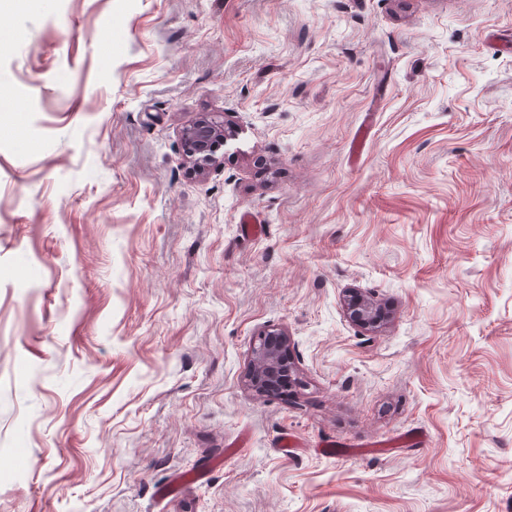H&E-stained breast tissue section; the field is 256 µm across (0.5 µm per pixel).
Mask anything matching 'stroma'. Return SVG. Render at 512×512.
Wrapping results in <instances>:
<instances>
[{
  "label": "stroma",
  "mask_w": 512,
  "mask_h": 512,
  "mask_svg": "<svg viewBox=\"0 0 512 512\" xmlns=\"http://www.w3.org/2000/svg\"><path fill=\"white\" fill-rule=\"evenodd\" d=\"M2 87L0 512H512V0H0ZM228 135L224 121L212 117H202L187 126L182 133L186 163L198 173L209 165L219 163L218 147L222 146ZM351 319L364 328L374 327L379 322L376 306L361 297H355L349 304ZM292 382L288 335L278 329L256 336L248 371L249 386L261 393H276L283 377Z\"/></svg>",
  "instance_id": "1"
}]
</instances>
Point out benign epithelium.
Returning <instances> with one entry per match:
<instances>
[{"mask_svg":"<svg viewBox=\"0 0 512 512\" xmlns=\"http://www.w3.org/2000/svg\"><path fill=\"white\" fill-rule=\"evenodd\" d=\"M224 122L212 117H202L183 129L185 160L198 173L207 166L217 164L219 147L227 139ZM351 319L364 328L379 322L376 306L364 298L356 297L349 304ZM292 376L289 361L288 335L273 329L254 340L248 371L249 386L261 393H275L284 376Z\"/></svg>","mask_w":512,"mask_h":512,"instance_id":"1","label":"benign epithelium"}]
</instances>
